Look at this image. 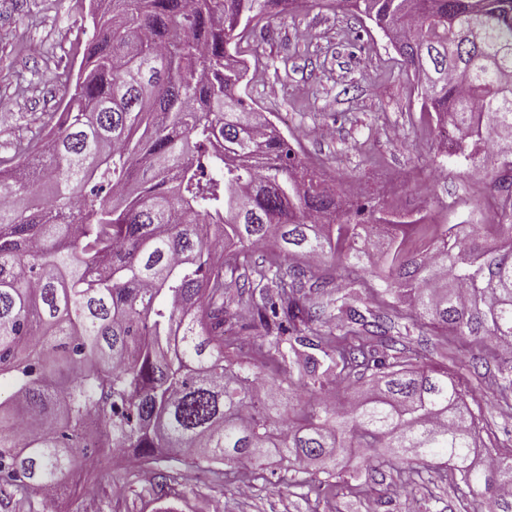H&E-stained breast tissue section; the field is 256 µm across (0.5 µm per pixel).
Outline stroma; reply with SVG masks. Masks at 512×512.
Returning a JSON list of instances; mask_svg holds the SVG:
<instances>
[{
  "instance_id": "35a3bbf8",
  "label": "stroma",
  "mask_w": 512,
  "mask_h": 512,
  "mask_svg": "<svg viewBox=\"0 0 512 512\" xmlns=\"http://www.w3.org/2000/svg\"><path fill=\"white\" fill-rule=\"evenodd\" d=\"M88 0H0V106L12 119L0 124V156L38 133L50 113L61 111L68 77L92 38ZM240 50L250 65L240 86L247 101L272 112L290 142L320 167L338 195L371 200L394 220L434 217L451 224L480 216L498 221L499 195L492 179L436 155V131L420 118L412 78L383 32L348 9L343 0H303L293 16L263 20ZM228 333L241 337L252 365L275 375L259 357L263 339L250 328L251 307L229 305ZM482 358L467 403L483 426L487 451L512 446V414L498 404L500 357L485 339L440 333L413 336L408 359L455 366ZM362 474L358 492L316 495L307 482L323 477L319 463L290 468L272 461L225 483L185 462L154 463L150 478L139 468L103 458L87 478L85 493L40 503V512H492L448 484L431 481L404 489L395 471Z\"/></svg>"
}]
</instances>
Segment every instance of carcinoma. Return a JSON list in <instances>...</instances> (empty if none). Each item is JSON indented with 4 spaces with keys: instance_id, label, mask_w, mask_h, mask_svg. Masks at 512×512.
Wrapping results in <instances>:
<instances>
[{
    "instance_id": "carcinoma-1",
    "label": "carcinoma",
    "mask_w": 512,
    "mask_h": 512,
    "mask_svg": "<svg viewBox=\"0 0 512 512\" xmlns=\"http://www.w3.org/2000/svg\"><path fill=\"white\" fill-rule=\"evenodd\" d=\"M413 69L421 111L455 153L496 170L486 224H396L341 204L239 87L240 44L299 0H89L94 31L62 111L0 160V484L33 504L67 487L90 448L152 463L174 449L238 473L269 458L318 462L346 484L350 448H385L406 483L416 462L464 497L512 512V450L475 466L465 402L477 359L454 374L410 366L409 332L512 340V0H345ZM246 302L264 353L317 395L288 424L290 380L264 394L224 335V271L257 246ZM283 254L318 259L316 276ZM384 272L389 313L356 270ZM336 289V297L319 294ZM372 378L345 405L329 385ZM512 410V354L496 382Z\"/></svg>"
}]
</instances>
